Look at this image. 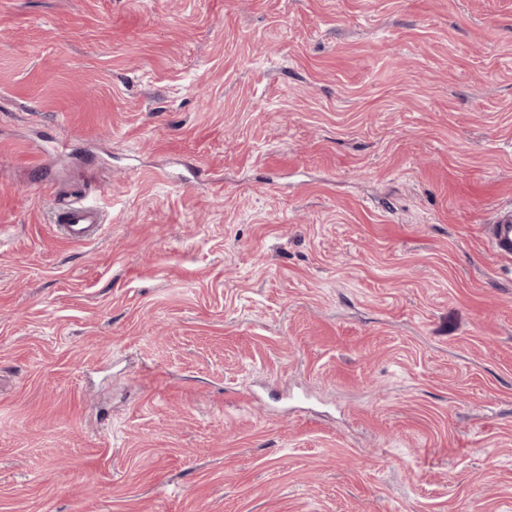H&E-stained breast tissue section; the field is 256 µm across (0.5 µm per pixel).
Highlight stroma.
<instances>
[{
	"label": "stroma",
	"instance_id": "stroma-1",
	"mask_svg": "<svg viewBox=\"0 0 512 512\" xmlns=\"http://www.w3.org/2000/svg\"><path fill=\"white\" fill-rule=\"evenodd\" d=\"M509 205L512 0H0V512H512ZM55 220L66 237L74 242H86L92 238L101 223L98 211L90 204H69L59 207ZM490 249L499 259L512 260V207L502 208L491 224H485Z\"/></svg>",
	"mask_w": 512,
	"mask_h": 512
}]
</instances>
